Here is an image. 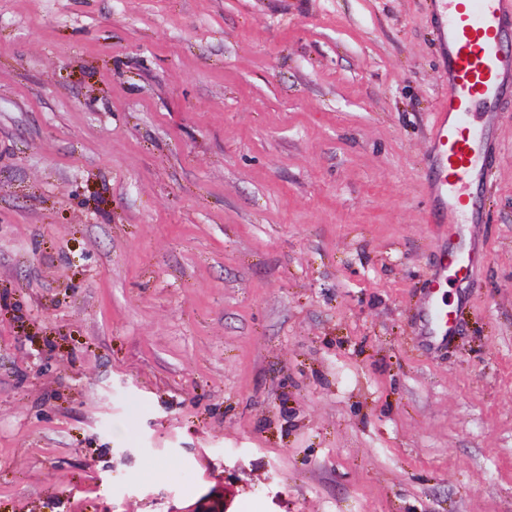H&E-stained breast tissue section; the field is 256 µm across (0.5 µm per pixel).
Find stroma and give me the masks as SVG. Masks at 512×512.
<instances>
[{
	"label": "stroma",
	"instance_id": "obj_1",
	"mask_svg": "<svg viewBox=\"0 0 512 512\" xmlns=\"http://www.w3.org/2000/svg\"><path fill=\"white\" fill-rule=\"evenodd\" d=\"M430 0H0V512H512V96L428 224ZM483 256L421 334L448 243ZM448 264L464 268L466 272L472 269L476 262L471 254L445 249L439 268L433 272L427 282V291L422 303V311L426 321L427 335L433 338L447 340L458 331V321L455 313L448 305L439 299L448 285Z\"/></svg>",
	"mask_w": 512,
	"mask_h": 512
}]
</instances>
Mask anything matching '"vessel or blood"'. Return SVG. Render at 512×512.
Listing matches in <instances>:
<instances>
[{"instance_id":"obj_1","label":"vessel or blood","mask_w":512,"mask_h":512,"mask_svg":"<svg viewBox=\"0 0 512 512\" xmlns=\"http://www.w3.org/2000/svg\"><path fill=\"white\" fill-rule=\"evenodd\" d=\"M441 9L436 39L448 74L431 123L428 190L430 223L457 232V216L484 219L481 197L490 185L494 160L488 132L498 104L512 90V0H435ZM472 269L471 255L445 250L427 282L422 303L426 332L449 339L458 330L455 313L442 300L449 265Z\"/></svg>"}]
</instances>
